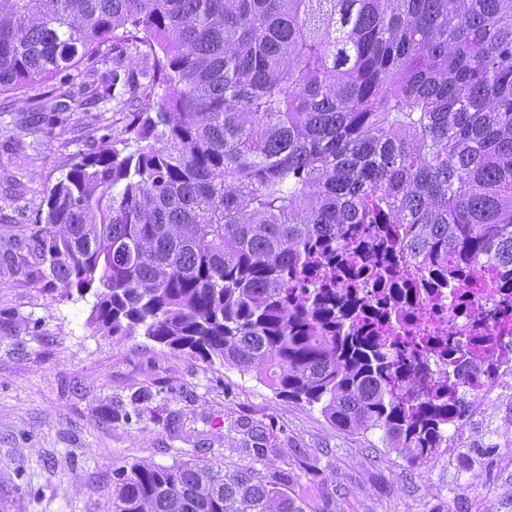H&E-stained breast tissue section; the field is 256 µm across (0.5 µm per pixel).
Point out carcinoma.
<instances>
[{"label":"carcinoma","instance_id":"obj_1","mask_svg":"<svg viewBox=\"0 0 512 512\" xmlns=\"http://www.w3.org/2000/svg\"><path fill=\"white\" fill-rule=\"evenodd\" d=\"M91 58L127 124L37 214L63 292L94 291L109 336L254 373L412 465L448 447L469 399L359 328L324 270L396 224L379 248L512 276V0H0V91ZM116 475L110 512H304L249 467Z\"/></svg>","mask_w":512,"mask_h":512}]
</instances>
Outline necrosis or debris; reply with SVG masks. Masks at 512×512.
<instances>
[{
	"label": "necrosis or debris",
	"mask_w": 512,
	"mask_h": 512,
	"mask_svg": "<svg viewBox=\"0 0 512 512\" xmlns=\"http://www.w3.org/2000/svg\"><path fill=\"white\" fill-rule=\"evenodd\" d=\"M384 262L406 293L405 301L384 303L389 286L372 278L350 279L340 272L336 281L351 295L382 306L388 315L382 327L393 334L413 330L425 339L444 336L466 349L475 337L496 335L498 358L491 371L478 373L467 363L454 368L451 379L458 392L488 393L512 374V290L499 287L495 263L464 267L452 253L429 263L403 248L386 255Z\"/></svg>",
	"instance_id": "obj_1"
}]
</instances>
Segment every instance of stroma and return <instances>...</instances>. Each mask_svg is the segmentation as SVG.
Segmentation results:
<instances>
[{"label":"stroma","instance_id":"stroma-1","mask_svg":"<svg viewBox=\"0 0 512 512\" xmlns=\"http://www.w3.org/2000/svg\"><path fill=\"white\" fill-rule=\"evenodd\" d=\"M84 81L72 73L61 109L48 81L0 94V512H107L117 468L191 459L283 475L305 512H512V380L474 395L414 467L252 374L104 335L93 295L40 277L26 242L47 189L126 123Z\"/></svg>","mask_w":512,"mask_h":512}]
</instances>
